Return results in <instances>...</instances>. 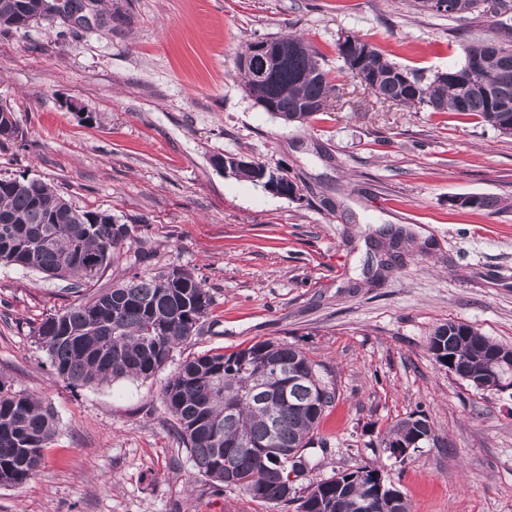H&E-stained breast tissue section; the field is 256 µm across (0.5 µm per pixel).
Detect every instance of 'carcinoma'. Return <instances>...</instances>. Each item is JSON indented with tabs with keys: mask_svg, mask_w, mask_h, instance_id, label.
Wrapping results in <instances>:
<instances>
[{
	"mask_svg": "<svg viewBox=\"0 0 512 512\" xmlns=\"http://www.w3.org/2000/svg\"><path fill=\"white\" fill-rule=\"evenodd\" d=\"M32 0H0V28L12 29L22 17L48 18L44 10L31 13ZM512 6L506 0H448V17L491 15L495 33L464 47L459 67L438 72L429 81L408 71L374 46L355 47L336 41L342 68L380 99L401 105L425 104L435 112L475 115L501 135H512ZM292 50L262 82L253 80L244 64L256 46L252 42L237 57L238 74L247 95L269 107L286 124H303L329 106L319 102L336 92L323 55L299 35L268 38ZM23 136L12 107L0 105V142ZM234 176L257 182L286 183L298 193L287 172L242 157H226ZM500 201L478 195L460 207L494 212ZM135 226L112 223L106 211L79 210L41 181L0 179V263L72 281L75 289L90 290L114 261L116 251L131 238ZM49 240L38 249L32 242ZM212 299L195 274L183 267L154 274L137 272L110 288H99L80 302L43 319L34 329L54 378L72 386L147 379L169 360L173 349L200 334ZM430 347L436 360L455 365L487 388L496 380L486 373L485 358L502 345L462 322L435 329ZM276 364L290 383L266 388L254 374ZM333 392L321 381L317 364L287 342L259 341L231 353L210 350L187 359L162 389V400L173 428L198 473L216 486L230 487L227 469L241 481L239 489L265 503L296 504V512H365L371 496H389L397 505L389 512H411L409 501L392 486L378 491L381 470L375 464L342 471L313 481L305 494L294 495L289 475L307 472L305 450ZM430 423L423 414L409 415L387 432L388 444L424 443ZM56 433V421L42 401L0 381V486H19L34 477L43 449ZM254 447H248V444ZM299 453L291 461L282 449Z\"/></svg>",
	"mask_w": 512,
	"mask_h": 512,
	"instance_id": "1",
	"label": "carcinoma"
}]
</instances>
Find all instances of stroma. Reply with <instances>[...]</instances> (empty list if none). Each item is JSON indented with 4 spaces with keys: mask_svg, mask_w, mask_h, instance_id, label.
I'll return each mask as SVG.
<instances>
[{
    "mask_svg": "<svg viewBox=\"0 0 512 512\" xmlns=\"http://www.w3.org/2000/svg\"><path fill=\"white\" fill-rule=\"evenodd\" d=\"M102 21L56 16L0 29V102L23 132L0 145V178L37 179L135 232L98 282L181 266L209 291L200 335L154 376L71 387L32 333L77 302L65 281L0 265V380L41 400L58 433L37 474L0 486V512H295L197 473L161 390L187 357L287 341L336 397L308 449V482L382 466L412 512H512V389L479 390L436 362L433 331L471 325L512 348V136L474 116L382 101L346 72L339 36L432 78L464 62L489 18L448 19L419 0H104ZM298 34L339 96L284 124L246 96L236 57ZM284 168L289 198L212 163ZM502 199L490 214L452 198ZM409 243L365 271L380 227ZM436 440L390 456L389 427L415 412Z\"/></svg>",
    "mask_w": 512,
    "mask_h": 512,
    "instance_id": "stroma-1",
    "label": "stroma"
}]
</instances>
